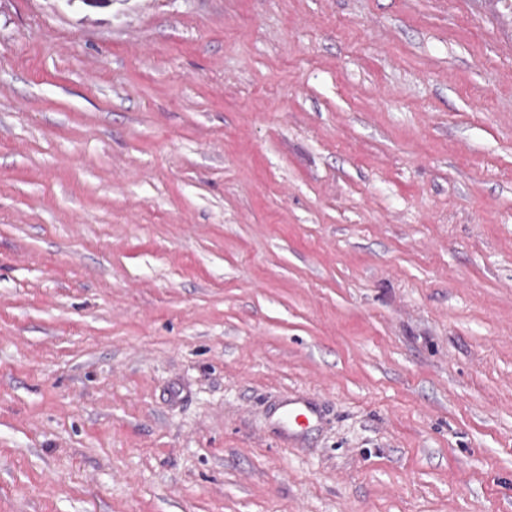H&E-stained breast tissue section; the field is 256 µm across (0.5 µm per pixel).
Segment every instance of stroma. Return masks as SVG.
I'll use <instances>...</instances> for the list:
<instances>
[{"mask_svg":"<svg viewBox=\"0 0 512 512\" xmlns=\"http://www.w3.org/2000/svg\"><path fill=\"white\" fill-rule=\"evenodd\" d=\"M0 512H512V0H0ZM281 416L286 420L284 424L288 431L293 426H305L311 424L317 416V407L313 400L306 394H297L284 406Z\"/></svg>","mask_w":512,"mask_h":512,"instance_id":"1","label":"stroma"}]
</instances>
